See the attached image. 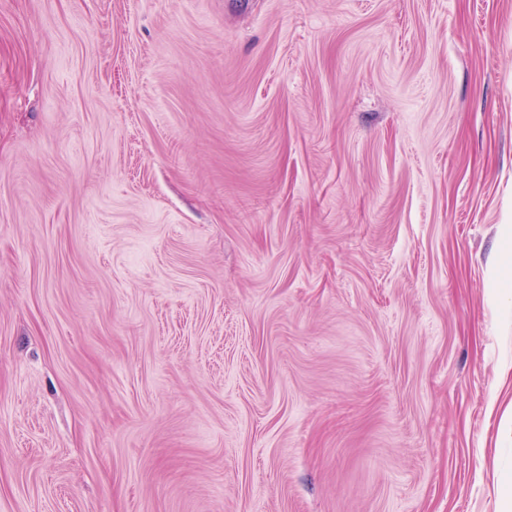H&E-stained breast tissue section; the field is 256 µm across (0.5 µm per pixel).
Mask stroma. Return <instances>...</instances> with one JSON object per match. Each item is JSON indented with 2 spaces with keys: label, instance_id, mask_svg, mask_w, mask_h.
<instances>
[{
  "label": "stroma",
  "instance_id": "obj_1",
  "mask_svg": "<svg viewBox=\"0 0 512 512\" xmlns=\"http://www.w3.org/2000/svg\"><path fill=\"white\" fill-rule=\"evenodd\" d=\"M512 0H0V512H507Z\"/></svg>",
  "mask_w": 512,
  "mask_h": 512
}]
</instances>
